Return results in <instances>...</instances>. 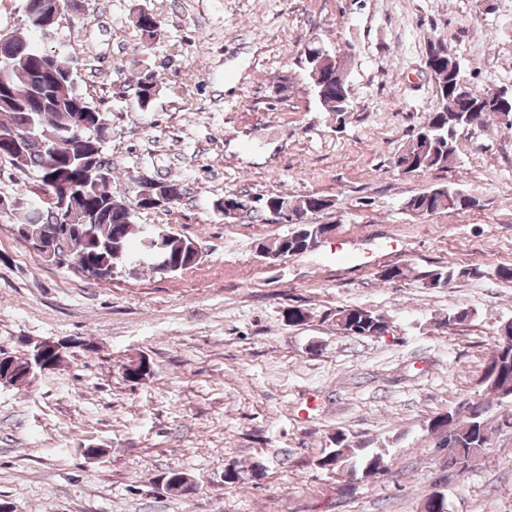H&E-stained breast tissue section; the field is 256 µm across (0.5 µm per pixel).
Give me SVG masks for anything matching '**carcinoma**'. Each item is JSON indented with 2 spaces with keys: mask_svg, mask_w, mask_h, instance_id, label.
<instances>
[{
  "mask_svg": "<svg viewBox=\"0 0 512 512\" xmlns=\"http://www.w3.org/2000/svg\"><path fill=\"white\" fill-rule=\"evenodd\" d=\"M61 9L76 14L81 5L79 0H21V24L11 30L9 39L0 41V96L5 94L11 100L10 105L0 106V162L32 173L37 182L36 189L19 191L29 202L16 208V230L20 234L28 229L51 238L59 236L72 257L88 261L95 269L113 268L117 275L143 264L158 274L168 262H178L187 269L194 266L193 240L169 228L141 230L131 209L112 198V165L103 152L111 134L106 113L79 88L77 63L34 40L36 35L45 39L57 29L53 18ZM132 25L140 33L141 48L150 50L160 35L157 17L140 10L133 16ZM428 52L438 55L437 105L397 157L403 169L414 174L448 167L459 152L457 135L462 127L492 118L503 128L512 129V90L489 92L467 86L459 62L448 55L442 38L429 41ZM307 55L320 64L317 69L308 68V75L321 108L334 113L337 124H345L348 86L336 82L334 66L324 62L323 48H310ZM158 88L154 70L140 74L134 96L141 110L151 107ZM66 187L75 189L79 197L77 206L70 210L69 223L61 224L59 203ZM177 187L179 184L173 180L149 179L138 187L141 198L137 199V208L156 210V205L147 206L145 202L157 200ZM467 198L462 190L442 185L411 196L404 208L418 216L423 212L462 211L468 208ZM334 206V199L318 193L290 199L282 195L256 196L246 190L228 192L216 203L227 222L259 217L283 207L307 217ZM78 225L86 226L92 237L76 231ZM326 232L324 224H305L301 234L293 231L258 246L303 252L308 249L305 238L316 240ZM457 274L462 276L464 272L437 267L427 272L425 284L444 288ZM336 321L346 334L362 338L379 336L387 327L383 316L360 307L338 310ZM482 382L488 394L512 403V345L496 340ZM484 413L485 405L480 402L472 405L462 420L452 413L439 414L431 420V430L441 436L439 447L461 457L464 473L488 448ZM355 455L356 449L346 445L340 434L336 447L322 453L316 466L332 473L345 469L367 476L387 469L385 455L380 451L358 462L352 461Z\"/></svg>",
  "mask_w": 512,
  "mask_h": 512,
  "instance_id": "cac0c4a2",
  "label": "carcinoma"
}]
</instances>
